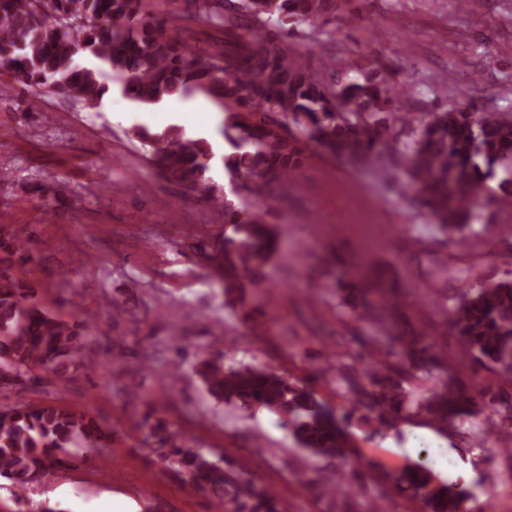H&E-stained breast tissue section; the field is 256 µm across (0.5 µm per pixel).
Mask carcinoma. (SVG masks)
Instances as JSON below:
<instances>
[{
	"label": "carcinoma",
	"mask_w": 512,
	"mask_h": 512,
	"mask_svg": "<svg viewBox=\"0 0 512 512\" xmlns=\"http://www.w3.org/2000/svg\"><path fill=\"white\" fill-rule=\"evenodd\" d=\"M194 14L223 30L221 41H202L186 25H171L149 9L150 0H0V73L28 88L26 112L40 111L50 93L75 104H100L121 84L132 102L152 106L193 92L212 98L224 112L221 134L231 151L221 157L231 181L262 202L272 183L288 180L310 146L328 147L354 163L381 169L386 140L377 116L391 112L395 95L386 80H355L330 90L279 39L258 37L275 21L318 22L331 0H191ZM411 140L404 154L409 179L402 193H416L441 231L470 225L484 200L480 188L494 167L512 161V119L499 112H470L456 106L421 120L398 115ZM128 136L152 148L149 164L166 179L202 193L220 210L232 235L224 236L225 294L265 280L268 261L285 249L282 233L261 211L246 212L217 194L209 172L216 158L205 137L177 126L153 132L133 125ZM0 388L20 391L31 371L55 374L93 363V327L30 301L21 277L24 246H0ZM396 305L381 294L363 304L356 319L371 328V352L347 357L360 364L364 385L336 360L329 377L340 407L334 411L307 386L274 368L224 366L218 358L197 364L195 373L209 395L249 413L264 408L285 417L296 444L312 455H345L352 420L388 425L424 411L436 425L461 412L485 414L500 434L512 438V397L493 383L441 378L429 396L416 400L407 386L427 378L441 351L422 337L395 342L388 316ZM459 343L460 361L512 377V278L468 286L445 309ZM150 452L177 468L199 489L224 503V512H281L276 496L259 490L247 466L226 454L176 444L165 421L142 422ZM104 429L97 420L68 408L17 402L0 410V478L16 493L15 503L50 478L72 453L98 450ZM419 512H470L472 493L441 482L418 464L396 477Z\"/></svg>",
	"instance_id": "cac0c4a2"
}]
</instances>
